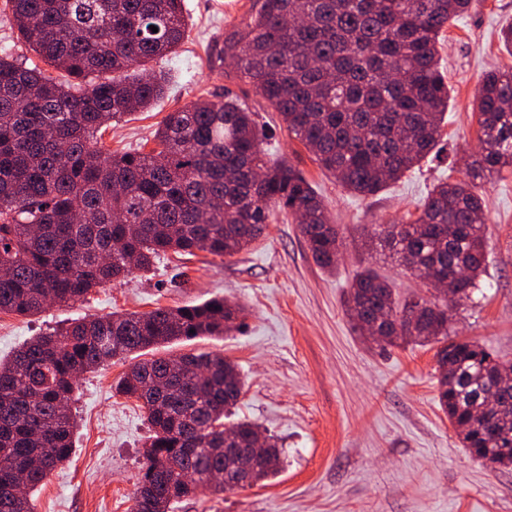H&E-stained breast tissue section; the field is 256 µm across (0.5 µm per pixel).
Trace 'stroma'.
<instances>
[{
  "label": "stroma",
  "mask_w": 512,
  "mask_h": 512,
  "mask_svg": "<svg viewBox=\"0 0 512 512\" xmlns=\"http://www.w3.org/2000/svg\"><path fill=\"white\" fill-rule=\"evenodd\" d=\"M252 2L184 0L186 38L153 63L168 78L165 95L151 110L123 117L98 142L112 151H147L169 112L198 98H237L267 130L270 158L302 171L340 225L335 272L315 263L295 221L280 215L234 256L170 254L150 273L130 275L78 302L33 316L0 313V357L78 318L191 306L220 296L246 307L244 329L152 354L206 352L237 363L245 387L236 415L278 437L283 465L273 480L221 496L204 491L175 504L173 512H512V469L468 454L438 404L435 346L382 349L364 342L343 305L354 275L367 264L398 295L424 291L392 254L363 246L360 235L415 218L437 179H462L476 159L474 93L488 71L512 69V54L497 38L512 23V0H472L469 12L445 30L440 54L449 101L440 155L369 197L348 193L322 171L252 84L230 68L211 66L225 33L242 23ZM482 193L487 272L450 330L510 360L512 170L483 184ZM139 359L136 353L116 358L80 377L71 402L77 420L72 453L34 491L33 512H129L150 428L138 402L114 395L112 385Z\"/></svg>",
  "instance_id": "1"
}]
</instances>
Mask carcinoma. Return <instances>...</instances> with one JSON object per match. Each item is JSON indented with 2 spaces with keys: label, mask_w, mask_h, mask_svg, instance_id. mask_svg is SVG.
<instances>
[{
  "label": "carcinoma",
  "mask_w": 512,
  "mask_h": 512,
  "mask_svg": "<svg viewBox=\"0 0 512 512\" xmlns=\"http://www.w3.org/2000/svg\"><path fill=\"white\" fill-rule=\"evenodd\" d=\"M184 0H8L23 41L59 73L0 56V312L29 316L68 304L169 251L232 257L278 211L299 224L316 264L336 268L338 225L305 175L272 164L265 129L237 99H197L168 113L156 147L105 153L97 133L141 112L165 91L148 63L184 39ZM470 0H256L224 38L230 57L349 192L373 196L439 152L448 112L441 71L444 30ZM157 27L154 33L151 27ZM482 153L460 181L441 180L419 214L380 224L365 239L412 275L448 281L456 305L472 299L485 271L484 202L478 184L512 169V70L486 74L475 98ZM346 311L373 326L380 346L438 345L454 371L439 373L437 400L468 453L512 467V388L487 416V383L512 360L449 333L448 309L415 295L399 301L371 267L352 281ZM244 309L221 298L177 309L76 320L36 336L0 360V512H32L30 494L71 454L70 411L81 374L114 358L178 340L222 336ZM244 382L222 355L189 352L141 360L114 391L144 409L151 428L130 512H169L209 490L252 487L279 473L280 451L264 440L248 481L226 488L258 426L231 424Z\"/></svg>",
  "instance_id": "carcinoma-1"
}]
</instances>
